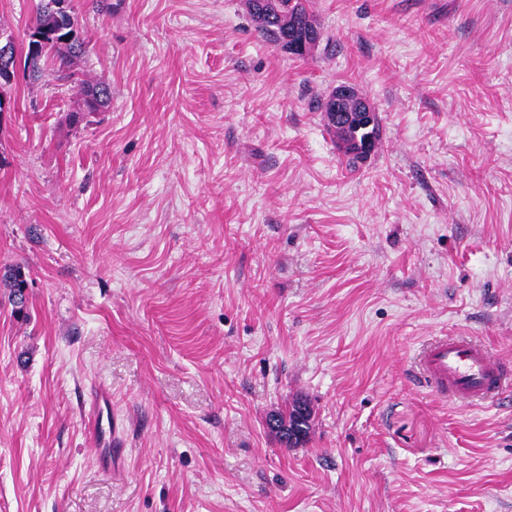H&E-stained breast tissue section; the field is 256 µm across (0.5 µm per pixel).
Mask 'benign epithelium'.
I'll use <instances>...</instances> for the list:
<instances>
[{
  "mask_svg": "<svg viewBox=\"0 0 512 512\" xmlns=\"http://www.w3.org/2000/svg\"><path fill=\"white\" fill-rule=\"evenodd\" d=\"M248 7L263 21L280 16L276 0H251ZM320 43V32L314 23H308L306 31L300 35L290 30L282 34L276 42V47L293 57L306 58L312 54ZM16 59L14 41L11 38L0 41V73L13 75V63ZM324 123L336 134V142L343 149L348 145V139H353L356 145L354 154L359 162H364L373 154L375 147L373 139L368 137L359 141L358 133L370 129L375 124L377 109L356 87L339 85L325 100L322 109Z\"/></svg>",
  "mask_w": 512,
  "mask_h": 512,
  "instance_id": "obj_1",
  "label": "benign epithelium"
}]
</instances>
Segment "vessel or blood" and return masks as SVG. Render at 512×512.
Instances as JSON below:
<instances>
[{
    "label": "vessel or blood",
    "mask_w": 512,
    "mask_h": 512,
    "mask_svg": "<svg viewBox=\"0 0 512 512\" xmlns=\"http://www.w3.org/2000/svg\"><path fill=\"white\" fill-rule=\"evenodd\" d=\"M416 375L437 397H451L469 406L502 403L506 388L512 386V366L493 357L484 345L460 336L429 339L420 353ZM85 411L99 469L119 471L125 458L124 427L112 413L109 389H94Z\"/></svg>",
    "instance_id": "obj_1"
}]
</instances>
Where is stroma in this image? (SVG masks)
Listing matches in <instances>:
<instances>
[{
  "instance_id": "1",
  "label": "stroma",
  "mask_w": 512,
  "mask_h": 512,
  "mask_svg": "<svg viewBox=\"0 0 512 512\" xmlns=\"http://www.w3.org/2000/svg\"><path fill=\"white\" fill-rule=\"evenodd\" d=\"M111 3L71 0L106 109L0 90V512H512V402L411 377L428 336L512 360V0H313L301 59L244 0ZM34 5L0 0L21 53ZM344 83L382 125L353 170L317 107ZM292 21L288 18V33H283L277 40L274 31L260 27L263 36L282 52L298 58H306L312 54L320 43V32L317 30L313 22H308L306 31L301 35L296 34L293 30L289 31ZM277 41V42H276ZM1 279L11 288L10 300L15 307V312H23L26 304V279L24 278L21 266L15 265L5 269ZM84 410L99 469L111 474L119 471L126 448L123 423L112 415V393L106 387H97L90 393Z\"/></svg>"
}]
</instances>
